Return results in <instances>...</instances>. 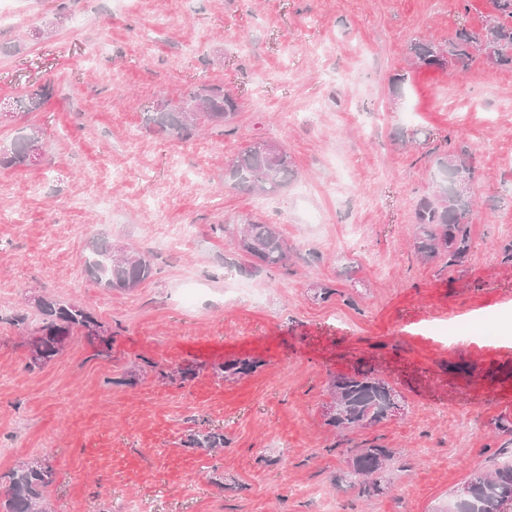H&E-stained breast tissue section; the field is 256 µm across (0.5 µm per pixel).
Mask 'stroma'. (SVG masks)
<instances>
[{
	"label": "stroma",
	"instance_id": "obj_1",
	"mask_svg": "<svg viewBox=\"0 0 512 512\" xmlns=\"http://www.w3.org/2000/svg\"><path fill=\"white\" fill-rule=\"evenodd\" d=\"M491 0H15L0 22V146L43 131L39 162L0 170V473L46 457L51 512H447L474 473L512 456V403L493 398L512 342L455 345L435 322L512 313V70L413 66L415 38L481 30ZM404 76L401 88L392 80ZM218 84L239 102L232 129L182 141L145 121L157 98ZM50 96L23 114L18 99ZM256 141L295 164L273 194L225 185ZM476 167L472 247L459 265L414 248L413 213L438 158L460 145ZM292 248L270 271L241 252L245 219ZM147 253L153 275L118 292L88 275L91 242ZM198 290L183 306L184 282ZM332 288L320 298L318 287ZM88 308L112 330L99 357L73 336L29 368L35 299ZM23 325H14L15 317ZM245 354L235 382L154 373ZM480 365L478 386L459 365ZM372 369L403 397L396 417L345 434L325 425L334 373ZM224 430L223 450L185 448ZM393 449L382 495L348 489L349 448ZM223 484L211 482V471ZM139 360H141L140 364L142 365L134 363L131 369L127 371V377L122 380L123 383L128 385L135 384L140 372H143L146 367H148L151 372H154L158 379L172 383L176 381L184 383L196 377V375L206 369H210L215 377L223 381L234 382L253 374L265 364L263 359L257 357L236 358L211 364L189 362L184 365H178L177 367H165L146 358H139ZM185 448L211 454L215 450L224 448V431L220 428H204L191 430L182 440Z\"/></svg>",
	"mask_w": 512,
	"mask_h": 512
}]
</instances>
